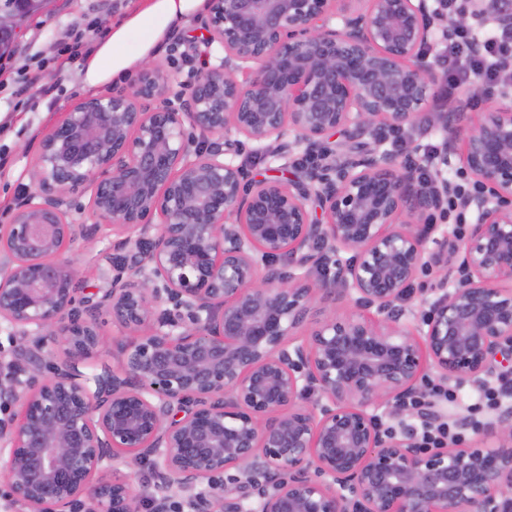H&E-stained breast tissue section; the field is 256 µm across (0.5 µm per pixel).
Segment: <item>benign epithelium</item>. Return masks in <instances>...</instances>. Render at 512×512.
<instances>
[{
    "label": "benign epithelium",
    "instance_id": "7a95c632",
    "mask_svg": "<svg viewBox=\"0 0 512 512\" xmlns=\"http://www.w3.org/2000/svg\"><path fill=\"white\" fill-rule=\"evenodd\" d=\"M51 4L12 0L0 51ZM463 22L432 0H208L204 47L224 57L189 93L172 102L146 65L63 113L0 226V320L63 354L42 380L30 354L0 386L18 406L0 421V481L21 512H168L174 486L206 487L194 512H512V411L496 444L438 448L376 416L430 372L482 385L512 360V103L444 116L440 161L460 153L479 190L459 199L467 235L433 250L428 218L453 188L383 148L439 81L426 47ZM336 130L368 149L288 181L234 161L245 140L310 150ZM110 231L107 286L78 306L65 254ZM433 267L446 275L415 325L406 302ZM102 310L131 339L120 370L89 374ZM121 463L149 466L157 494L107 477Z\"/></svg>",
    "mask_w": 512,
    "mask_h": 512
}]
</instances>
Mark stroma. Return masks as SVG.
<instances>
[{
  "mask_svg": "<svg viewBox=\"0 0 512 512\" xmlns=\"http://www.w3.org/2000/svg\"><path fill=\"white\" fill-rule=\"evenodd\" d=\"M142 2L55 0L49 12L25 22L14 54L0 60V158L6 161L0 172V225L9 223L13 210L35 189L33 171L44 134L65 110L88 96L83 82L85 56L104 39L110 23L136 11ZM77 26L93 30V41L75 44ZM202 38L197 18L191 15L149 55V63L171 76L172 91L187 90L203 65L215 64V56L198 49ZM36 75L51 82V91L38 98L20 94V87ZM112 240V235H100L69 250L82 281V296L103 287ZM33 350L39 352L47 370L61 357L56 347H38L34 337L18 335L0 322V383L8 382L13 363Z\"/></svg>",
  "mask_w": 512,
  "mask_h": 512,
  "instance_id": "1",
  "label": "stroma"
}]
</instances>
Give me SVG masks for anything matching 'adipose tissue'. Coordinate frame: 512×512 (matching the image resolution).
<instances>
[{"mask_svg":"<svg viewBox=\"0 0 512 512\" xmlns=\"http://www.w3.org/2000/svg\"><path fill=\"white\" fill-rule=\"evenodd\" d=\"M202 3L203 0H150L145 8L113 25L107 40L86 61V84L96 86L139 64L176 21L199 10Z\"/></svg>","mask_w":512,"mask_h":512,"instance_id":"obj_1","label":"adipose tissue"}]
</instances>
